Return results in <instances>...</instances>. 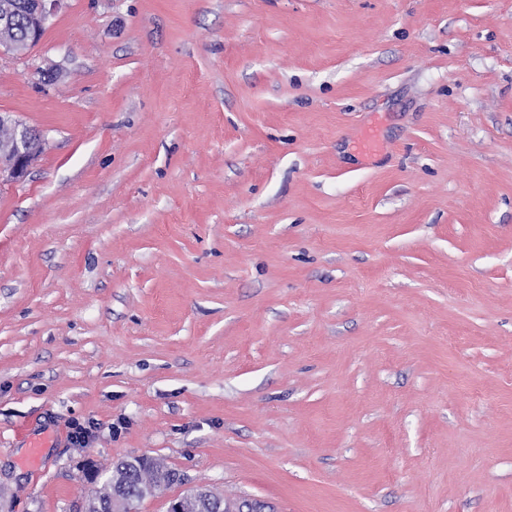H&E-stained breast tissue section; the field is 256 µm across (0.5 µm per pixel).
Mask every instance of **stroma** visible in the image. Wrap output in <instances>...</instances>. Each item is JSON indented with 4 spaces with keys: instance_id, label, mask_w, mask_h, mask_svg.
Segmentation results:
<instances>
[{
    "instance_id": "stroma-1",
    "label": "stroma",
    "mask_w": 512,
    "mask_h": 512,
    "mask_svg": "<svg viewBox=\"0 0 512 512\" xmlns=\"http://www.w3.org/2000/svg\"><path fill=\"white\" fill-rule=\"evenodd\" d=\"M0 112V512H512V0H63ZM43 134L17 120L9 112L0 113V183L20 180L30 164L42 153ZM112 466L125 471L126 480L123 487V493L130 501L131 509L133 508L134 503L141 502L146 498L154 497L157 494V491L159 492L177 484L173 481H168L163 485L157 484V481L155 480V468L163 467L170 472H174L175 470L150 457L146 460L131 457L121 458L114 462ZM111 472L112 475L106 477L102 481L104 484H112V491L110 494L99 500L98 506L102 509L101 512H110L109 509L111 508L113 489L117 487L121 480L119 475L113 471ZM131 509H127L122 500L117 498L112 499L113 512H126L131 511ZM188 491L170 502L168 512H201L203 501L213 495L209 488L201 485L189 486ZM240 497V498H238ZM234 498V497H233ZM231 498V499H233ZM237 499H224V507L218 506L217 503L211 507L205 508L203 512H242L245 511V502L254 500L255 497L250 495H240L235 497ZM253 510L252 512H266L263 510L272 511L270 506H268L265 502L254 500L252 503Z\"/></svg>"
}]
</instances>
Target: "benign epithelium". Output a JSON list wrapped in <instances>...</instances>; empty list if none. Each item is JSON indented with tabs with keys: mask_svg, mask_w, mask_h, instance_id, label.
<instances>
[{
	"mask_svg": "<svg viewBox=\"0 0 512 512\" xmlns=\"http://www.w3.org/2000/svg\"><path fill=\"white\" fill-rule=\"evenodd\" d=\"M62 0H0V47L24 53L35 46L44 34ZM24 12L28 17L29 40L16 44L12 40L16 16ZM43 134L8 112L0 113V182L21 179L30 164L42 153ZM213 492L201 485L188 487V493L172 500L168 512H201L203 501Z\"/></svg>",
	"mask_w": 512,
	"mask_h": 512,
	"instance_id": "obj_1",
	"label": "benign epithelium"
}]
</instances>
